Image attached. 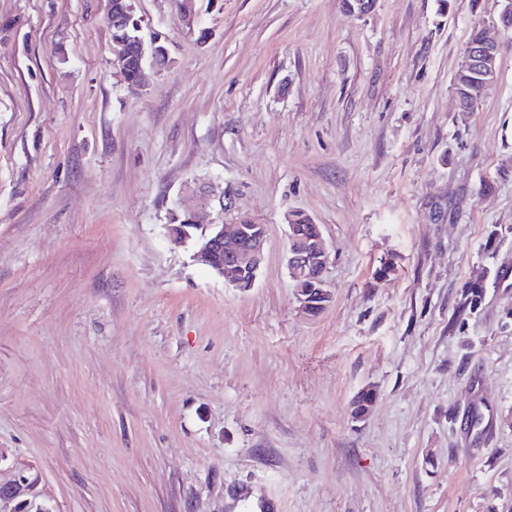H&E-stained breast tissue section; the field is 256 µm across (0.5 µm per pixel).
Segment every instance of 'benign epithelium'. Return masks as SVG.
Returning <instances> with one entry per match:
<instances>
[{"instance_id":"1","label":"benign epithelium","mask_w":512,"mask_h":512,"mask_svg":"<svg viewBox=\"0 0 512 512\" xmlns=\"http://www.w3.org/2000/svg\"><path fill=\"white\" fill-rule=\"evenodd\" d=\"M500 10L492 27L501 34L509 33L506 23L512 17V0H498ZM135 20L134 0L120 12L107 9L110 26L122 28ZM500 43L495 37H487L482 43L470 46L463 55V68L478 73L493 85L499 71ZM112 55L121 70L125 82L140 87L144 79V61L150 56L155 62L167 61V50L154 40L147 44L136 36L112 41ZM188 223L171 238L193 241L194 258L224 279V283L242 289L252 288L258 278L264 258L265 225L250 219L234 224H199L196 214L184 209ZM289 245L286 253L288 274L295 283L299 309L311 316L317 307L332 299V293L324 277L329 262V251L321 232L308 238L297 224H288ZM29 482L22 477L10 485L0 484V502L18 500L28 494Z\"/></svg>"}]
</instances>
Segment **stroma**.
Segmentation results:
<instances>
[{
  "label": "stroma",
  "instance_id": "1",
  "mask_svg": "<svg viewBox=\"0 0 512 512\" xmlns=\"http://www.w3.org/2000/svg\"><path fill=\"white\" fill-rule=\"evenodd\" d=\"M134 6L169 57L137 90L105 0H0V483L25 512H512V39L477 111L453 90L496 0ZM187 205L265 226L253 288L170 239ZM295 212L330 252L313 317ZM296 224L289 218V245L286 253L288 274L295 283L299 309L315 316L317 307L325 306L324 301L332 299V293L324 277L329 262V251L322 233L317 229L314 236L305 237L300 224H308L309 219L295 214ZM310 222L312 220L310 219Z\"/></svg>",
  "mask_w": 512,
  "mask_h": 512
}]
</instances>
